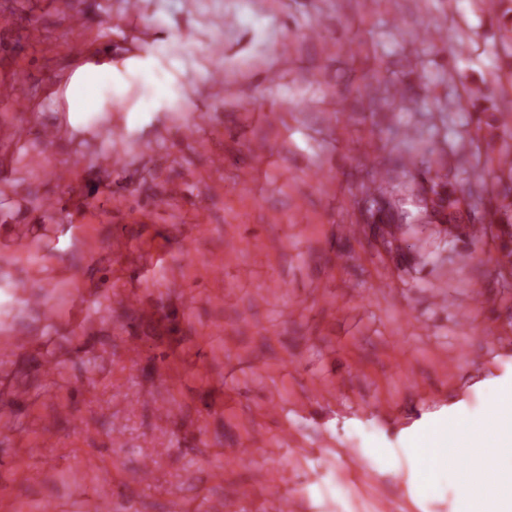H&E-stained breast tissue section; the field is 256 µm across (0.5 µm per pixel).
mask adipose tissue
Returning <instances> with one entry per match:
<instances>
[{
	"mask_svg": "<svg viewBox=\"0 0 512 512\" xmlns=\"http://www.w3.org/2000/svg\"><path fill=\"white\" fill-rule=\"evenodd\" d=\"M109 80L114 93L124 84L113 71L85 69L76 73L67 96L74 102L69 112L72 127L86 125L78 100L90 85ZM495 405L478 423L449 414L427 428L412 431L405 453L416 488L433 493L443 486L456 491L453 512H512V468L506 466L505 449L512 447V386L496 388ZM496 480H489V472Z\"/></svg>",
	"mask_w": 512,
	"mask_h": 512,
	"instance_id": "adipose-tissue-1",
	"label": "adipose tissue"
}]
</instances>
